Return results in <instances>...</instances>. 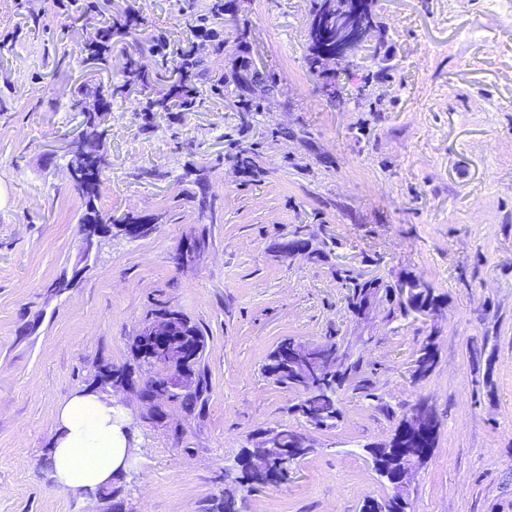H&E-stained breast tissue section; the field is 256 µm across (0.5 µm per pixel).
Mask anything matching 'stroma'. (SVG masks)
Returning <instances> with one entry per match:
<instances>
[{
  "label": "stroma",
  "mask_w": 512,
  "mask_h": 512,
  "mask_svg": "<svg viewBox=\"0 0 512 512\" xmlns=\"http://www.w3.org/2000/svg\"><path fill=\"white\" fill-rule=\"evenodd\" d=\"M65 2L46 26L50 0H0V512H108L53 491L55 411L98 364L131 362L160 303L202 330L210 390L202 412L166 402L154 417L123 389L150 450L115 484L125 512H203L270 428L308 429L313 450L285 482L239 492L240 512H360L392 493L367 446L424 399L440 426L408 512H512V0H378L384 45L337 70L334 103L306 64L310 0H239L245 33L212 23L220 52L190 35L214 0ZM135 18L138 43L163 36L164 55L116 41L92 70L111 22ZM188 48L208 64L199 107L147 113L133 87L96 129L98 209L154 229L84 253L65 149L98 99L78 108L73 92L122 82L129 54L151 72ZM243 69L276 86L271 98L255 91L251 112L234 85L211 90ZM244 152L253 168L238 163ZM340 269L416 275L446 308L433 325L388 317L386 302L355 316ZM287 337L360 357L335 425L307 427L297 392L268 377ZM429 340L435 367L414 379Z\"/></svg>",
  "instance_id": "stroma-1"
}]
</instances>
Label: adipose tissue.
Masks as SVG:
<instances>
[{
	"instance_id": "obj_1",
	"label": "adipose tissue",
	"mask_w": 512,
	"mask_h": 512,
	"mask_svg": "<svg viewBox=\"0 0 512 512\" xmlns=\"http://www.w3.org/2000/svg\"><path fill=\"white\" fill-rule=\"evenodd\" d=\"M55 419L48 466L52 487L60 496L92 499L146 454L130 433L117 398L76 393L57 407Z\"/></svg>"
}]
</instances>
